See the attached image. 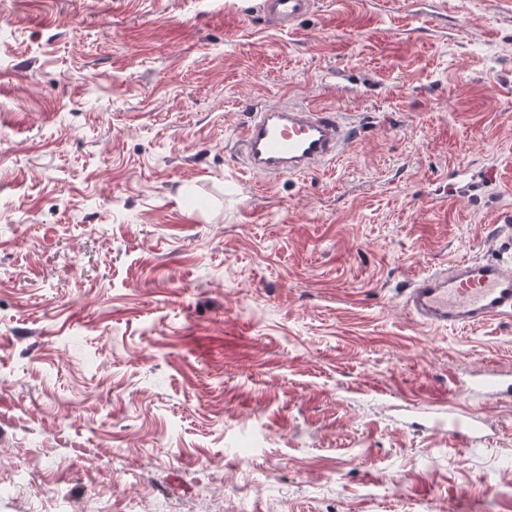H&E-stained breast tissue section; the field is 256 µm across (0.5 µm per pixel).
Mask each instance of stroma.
Instances as JSON below:
<instances>
[{"label": "stroma", "instance_id": "1", "mask_svg": "<svg viewBox=\"0 0 512 512\" xmlns=\"http://www.w3.org/2000/svg\"><path fill=\"white\" fill-rule=\"evenodd\" d=\"M288 101L354 140L240 177ZM469 256L512 257V0H0V512H512V315L402 305ZM314 4V0H261L259 9L266 18L281 27H290L310 13Z\"/></svg>", "mask_w": 512, "mask_h": 512}]
</instances>
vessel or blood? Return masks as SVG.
Returning a JSON list of instances; mask_svg holds the SVG:
<instances>
[{"mask_svg": "<svg viewBox=\"0 0 512 512\" xmlns=\"http://www.w3.org/2000/svg\"><path fill=\"white\" fill-rule=\"evenodd\" d=\"M314 0H260L261 13L288 27ZM354 135L343 112L323 104L251 108L236 136L242 169L277 178L337 160ZM410 316L434 328L466 327L512 314V260L467 259L412 281L404 290Z\"/></svg>", "mask_w": 512, "mask_h": 512, "instance_id": "obj_1", "label": "vessel or blood"}]
</instances>
